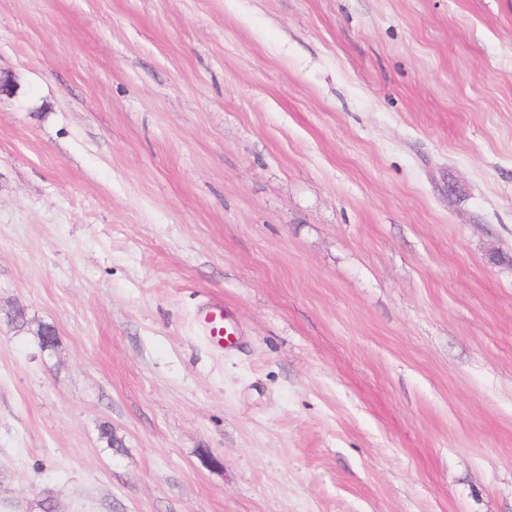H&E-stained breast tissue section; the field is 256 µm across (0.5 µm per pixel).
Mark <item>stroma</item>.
<instances>
[{"mask_svg": "<svg viewBox=\"0 0 512 512\" xmlns=\"http://www.w3.org/2000/svg\"><path fill=\"white\" fill-rule=\"evenodd\" d=\"M1 75L0 512H512V0H0ZM197 316L205 337L215 349L224 350L225 346L233 344L235 335L225 324L223 306L203 304Z\"/></svg>", "mask_w": 512, "mask_h": 512, "instance_id": "stroma-1", "label": "stroma"}]
</instances>
